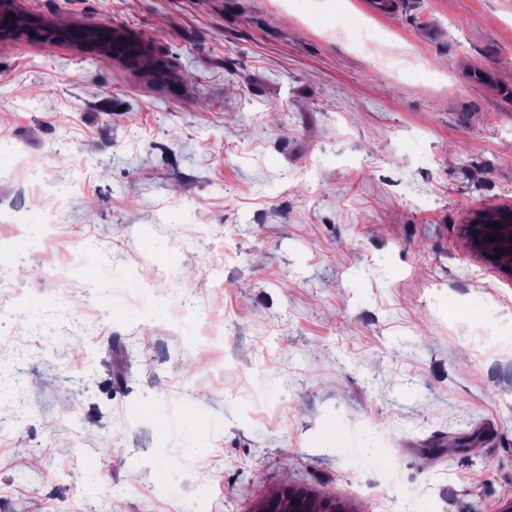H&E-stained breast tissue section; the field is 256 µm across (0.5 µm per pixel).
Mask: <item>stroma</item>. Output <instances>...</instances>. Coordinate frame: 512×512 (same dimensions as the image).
I'll return each mask as SVG.
<instances>
[{
  "mask_svg": "<svg viewBox=\"0 0 512 512\" xmlns=\"http://www.w3.org/2000/svg\"><path fill=\"white\" fill-rule=\"evenodd\" d=\"M24 6L168 73L0 42V512L512 499V278L462 234L512 204V0ZM184 302L214 339L176 335ZM54 28L65 31L59 42L67 43L81 52L97 53L109 60L124 58L132 61L151 48L123 29L92 20Z\"/></svg>",
  "mask_w": 512,
  "mask_h": 512,
  "instance_id": "1",
  "label": "stroma"
}]
</instances>
